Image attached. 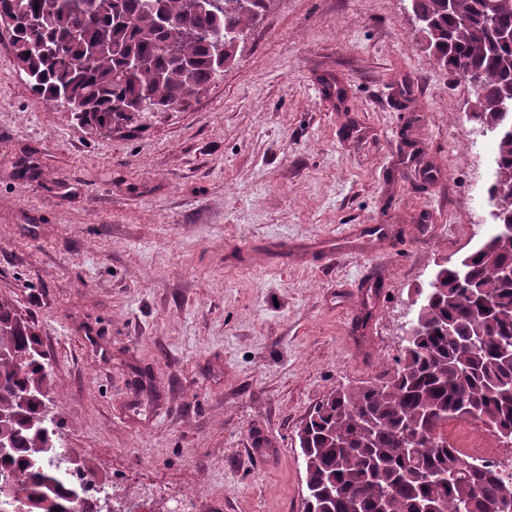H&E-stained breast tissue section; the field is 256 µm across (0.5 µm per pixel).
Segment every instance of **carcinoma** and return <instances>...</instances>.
Here are the masks:
<instances>
[{
    "label": "carcinoma",
    "mask_w": 512,
    "mask_h": 512,
    "mask_svg": "<svg viewBox=\"0 0 512 512\" xmlns=\"http://www.w3.org/2000/svg\"><path fill=\"white\" fill-rule=\"evenodd\" d=\"M74 0H0V12L30 15L11 44L30 90L57 103L83 102L90 131L127 125L142 112L176 111L208 90L220 65L272 0H97L88 18ZM427 50L473 88L472 120L497 136L500 166L490 190L512 184V0H410ZM165 23H159L160 16ZM224 42V63L214 41ZM142 60L129 70L127 60ZM512 208L464 257L442 265L403 339L393 372L332 391L297 431L305 470V512H498L512 499V474L469 463L442 445L443 418L478 420L512 439ZM455 335H448V326ZM51 377L35 324L0 298V474L26 499V512H78L81 492L60 489L45 465L57 450L47 418ZM424 472L438 479L423 482Z\"/></svg>",
    "instance_id": "cac0c4a2"
}]
</instances>
